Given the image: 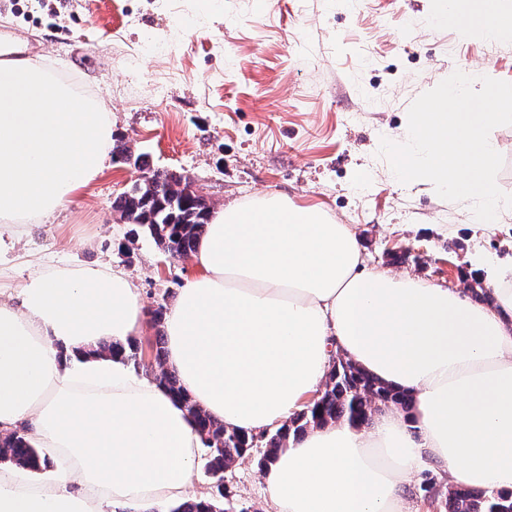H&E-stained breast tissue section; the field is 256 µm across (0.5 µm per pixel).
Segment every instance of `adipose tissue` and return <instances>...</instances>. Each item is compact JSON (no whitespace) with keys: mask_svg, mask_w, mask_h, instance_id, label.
<instances>
[{"mask_svg":"<svg viewBox=\"0 0 512 512\" xmlns=\"http://www.w3.org/2000/svg\"><path fill=\"white\" fill-rule=\"evenodd\" d=\"M439 24L512 41V0H445ZM194 275L164 311L180 394L225 427L286 424L333 356L409 395L370 428L329 424L289 438L262 473L273 512H411L406 486L512 492V268L468 274L495 304L411 275L367 272L350 225L275 195L211 216ZM147 313L130 275L70 265L0 287V431L24 428L53 470L0 463V512H149L199 501L200 434L158 380L105 352Z\"/></svg>","mask_w":512,"mask_h":512,"instance_id":"ef3b65f1","label":"adipose tissue"}]
</instances>
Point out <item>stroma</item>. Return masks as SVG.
Instances as JSON below:
<instances>
[{
    "mask_svg": "<svg viewBox=\"0 0 512 512\" xmlns=\"http://www.w3.org/2000/svg\"><path fill=\"white\" fill-rule=\"evenodd\" d=\"M441 0H0V41L103 100L112 139L190 178L212 210L280 194L353 225L367 270L462 290L479 254L512 265V210L476 230L469 202L400 182L381 139L404 141L413 101L454 71L512 81V42L431 25ZM134 175L119 155L52 216L18 227L0 278L43 262L128 271L147 312L191 271L112 208ZM421 265L390 261L393 252ZM261 449L216 482L236 512L266 503Z\"/></svg>",
    "mask_w": 512,
    "mask_h": 512,
    "instance_id": "1",
    "label": "stroma"
}]
</instances>
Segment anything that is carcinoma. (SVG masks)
I'll return each instance as SVG.
<instances>
[{"label":"carcinoma","instance_id":"obj_1","mask_svg":"<svg viewBox=\"0 0 512 512\" xmlns=\"http://www.w3.org/2000/svg\"><path fill=\"white\" fill-rule=\"evenodd\" d=\"M151 180L119 194L112 208L126 220L151 217L153 221L143 225L169 255L188 256L209 223L211 209L205 199L197 196L186 208L168 207L183 197L182 177L174 172L152 170ZM155 366L159 368V381L176 395L187 415L195 422L203 445L207 448L208 470L224 480V473L232 465L251 456L253 448L265 449L258 464L272 463L279 450L286 447L289 437H297L308 429L329 423L346 421L357 427L367 424L380 406H395L409 410V398L379 382L354 364L342 358L336 359L325 381L322 396L311 407H305L291 417L287 424L274 433H261L250 437L225 429L224 424L212 419L200 406L177 387V377L164 369L165 340L159 332L152 342ZM11 461L33 470L41 468L45 459L25 435L15 431L0 436V461ZM423 491L436 502L439 512H512V494L498 491H475L465 486H455L443 492L429 480ZM171 512H229L215 501L182 503Z\"/></svg>","mask_w":512,"mask_h":512}]
</instances>
